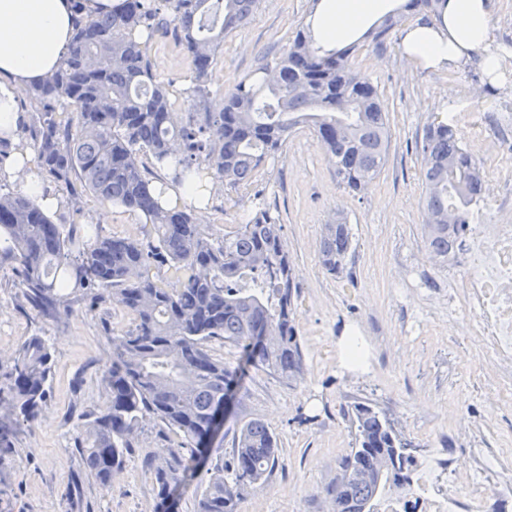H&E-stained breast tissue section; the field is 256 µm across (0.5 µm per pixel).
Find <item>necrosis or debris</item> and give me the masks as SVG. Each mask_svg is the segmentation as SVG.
<instances>
[{
  "label": "necrosis or debris",
  "mask_w": 512,
  "mask_h": 512,
  "mask_svg": "<svg viewBox=\"0 0 512 512\" xmlns=\"http://www.w3.org/2000/svg\"><path fill=\"white\" fill-rule=\"evenodd\" d=\"M448 262L458 270L457 294L461 306L473 317L472 333L486 361L494 370L499 389L492 405H512V221L479 222L468 212L465 225L455 237ZM507 454L476 452L475 467L466 482L471 492L459 497L443 479L449 461H441L439 472L430 474L427 488L408 497L387 495L377 512H502L512 500V485L502 474Z\"/></svg>",
  "instance_id": "1"
}]
</instances>
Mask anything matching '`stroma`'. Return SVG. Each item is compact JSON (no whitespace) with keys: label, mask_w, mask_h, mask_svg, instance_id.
<instances>
[{"label":"stroma","mask_w":512,"mask_h":512,"mask_svg":"<svg viewBox=\"0 0 512 512\" xmlns=\"http://www.w3.org/2000/svg\"><path fill=\"white\" fill-rule=\"evenodd\" d=\"M311 0H260L249 23L227 37L212 71L211 89L224 96L266 62L280 57L301 27ZM157 81L186 87L191 57L172 39L148 45ZM377 85L389 113L387 162L364 193H348L336 181L325 150L313 133L297 128L286 147L266 159L252 183L239 189L216 185L197 224L215 238L247 223L266 202L282 224L281 241L294 277V325L304 375L286 384L253 369L239 380L224 415V428L196 465L192 478L174 489L177 512H198L211 464H231L234 441L250 420L264 421L279 448V463L266 481L246 490L239 512H334L332 491L342 462L354 446L347 410L368 401L383 411L411 442L414 478L436 459L451 458L456 471L472 465L477 450L512 449V408L487 403L496 385L470 333L472 317L432 304L448 292L444 269H421L425 188L417 144L433 106L451 103L454 127L490 178L482 218L512 212V156L485 158L481 129L512 101V73L487 83L473 67L420 70L400 48L397 30L381 41L365 40L353 58ZM352 232V251L342 273L320 263L319 239L336 213ZM58 224H90L99 235L140 239L145 218L84 194L80 211L62 205ZM134 320L110 294L76 290L70 311L38 310L21 288L20 268L0 258V376L31 337L46 340L52 374L45 403L29 422L13 424L11 448L0 454V512H155L151 460L177 448L181 436L144 414L121 469L109 482L87 475L75 437L79 426L107 401L102 383L112 359V338ZM358 332L369 345L365 371L339 366L340 337Z\"/></svg>","instance_id":"1"}]
</instances>
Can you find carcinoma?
<instances>
[{"instance_id": "cac0c4a2", "label": "carcinoma", "mask_w": 512, "mask_h": 512, "mask_svg": "<svg viewBox=\"0 0 512 512\" xmlns=\"http://www.w3.org/2000/svg\"><path fill=\"white\" fill-rule=\"evenodd\" d=\"M72 2L75 29L64 63L30 90L37 167L68 203L79 204L75 178L101 201L141 213L151 229L140 241L57 224L36 198L0 183V252L18 262L21 287L38 308L66 309L72 291L98 289L133 315L135 327L112 336V363L102 375L110 400L83 425L78 448L88 474L107 482L124 463L139 414L153 413L183 434L182 446L150 462L157 512H174L172 490L218 436L243 370L262 369L290 384L302 375L303 359L279 217L262 206L218 241L193 221L192 206L204 198L192 195L190 203L166 208V181L153 169L171 161L175 184L192 185L206 173L236 188L306 125L339 183L360 194L385 165L389 117L378 87L352 62L355 46L322 56L303 28L280 60L212 101L217 53L259 0H124L98 16L84 13L83 0ZM438 2L407 0L375 38L401 24L405 13L433 12ZM157 32L192 58L190 84L179 91L154 79L142 39ZM174 95L187 103L184 124L171 112ZM420 156L425 241L446 262L449 238L478 201L482 178L461 136L444 122L425 127ZM351 247V229L338 213L320 237L322 266L340 273ZM166 265L183 273L179 287L166 288L150 275L151 267ZM213 338L240 348L241 363L229 368L213 358L207 349ZM50 362V347L39 336L19 349L7 373V418H34L48 393ZM347 417L355 448L336 481L335 512H376L387 486L410 483V443L368 403L354 405ZM278 452L263 421L245 423L230 473L222 463L210 469L199 512H238L244 489L266 480Z\"/></svg>"}]
</instances>
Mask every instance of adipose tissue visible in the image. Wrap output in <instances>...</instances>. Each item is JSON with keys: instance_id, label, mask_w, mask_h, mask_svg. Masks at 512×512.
<instances>
[{"instance_id": "adipose-tissue-1", "label": "adipose tissue", "mask_w": 512, "mask_h": 512, "mask_svg": "<svg viewBox=\"0 0 512 512\" xmlns=\"http://www.w3.org/2000/svg\"><path fill=\"white\" fill-rule=\"evenodd\" d=\"M400 0H316L306 24L315 47L331 52L361 39ZM494 0H439L435 12L419 17L400 34L403 54L416 66L442 71L473 65L501 77L502 58L493 50L490 19ZM71 0H0V138L14 144L11 164L0 170L18 191L39 198L44 209L61 199L43 195L33 175L36 154L20 145L24 116L21 89L43 82L62 64L73 31Z\"/></svg>"}]
</instances>
